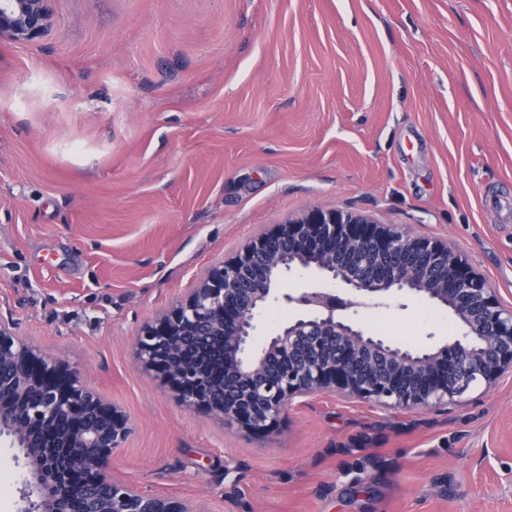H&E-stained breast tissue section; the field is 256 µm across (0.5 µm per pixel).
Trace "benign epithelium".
<instances>
[{
    "label": "benign epithelium",
    "mask_w": 512,
    "mask_h": 512,
    "mask_svg": "<svg viewBox=\"0 0 512 512\" xmlns=\"http://www.w3.org/2000/svg\"><path fill=\"white\" fill-rule=\"evenodd\" d=\"M51 25L50 0H0V40L31 43ZM399 251L417 256L387 268ZM315 268L339 288L277 295L286 273ZM412 292L450 309L464 331L436 347H401L371 335L342 313L357 314L365 296ZM283 298L300 314L252 350L259 313ZM223 355L217 377L186 356L188 346ZM143 368L156 372L187 410L203 408L256 434L274 432L299 397L329 393L383 408L423 410L458 402L472 387L489 388L512 370V308L448 245L385 227L364 215L309 210L259 234L214 266L184 297L146 324L135 339ZM0 437L25 449L24 512H65L73 496L87 512H197L121 481L110 472L125 440L124 419L66 368L0 325Z\"/></svg>",
    "instance_id": "7a95c632"
}]
</instances>
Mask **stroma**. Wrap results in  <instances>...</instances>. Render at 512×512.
I'll list each match as a JSON object with an SVG mask.
<instances>
[{
  "mask_svg": "<svg viewBox=\"0 0 512 512\" xmlns=\"http://www.w3.org/2000/svg\"><path fill=\"white\" fill-rule=\"evenodd\" d=\"M51 10L0 42V322L127 417L112 474L202 512H512V372L430 410L301 397L263 436L183 409L134 349L311 208L447 243L512 306V0ZM356 320L402 346L462 332L410 293ZM23 464L0 443V512Z\"/></svg>",
  "mask_w": 512,
  "mask_h": 512,
  "instance_id": "stroma-1",
  "label": "stroma"
}]
</instances>
